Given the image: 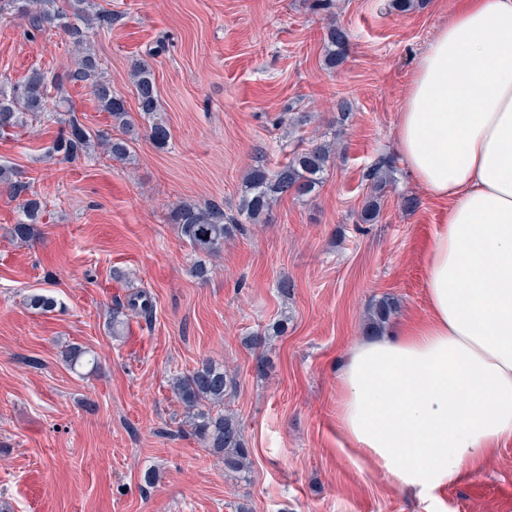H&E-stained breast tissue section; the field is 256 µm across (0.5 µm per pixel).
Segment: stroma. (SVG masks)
I'll return each instance as SVG.
<instances>
[{"label":"stroma","instance_id":"1","mask_svg":"<svg viewBox=\"0 0 512 512\" xmlns=\"http://www.w3.org/2000/svg\"><path fill=\"white\" fill-rule=\"evenodd\" d=\"M95 2L119 16L92 35L106 81L136 112L131 72L148 63L171 138L162 149L140 140L127 161L70 163L47 155L54 122L0 138V164L45 204L35 238L16 240L19 202L0 188V512H32L33 478L44 512H428V501L337 453L336 363L365 338L380 298L398 305L386 334L430 315L426 256L448 205L397 162L394 132L412 58L454 0L404 13L389 0H333L325 12L312 0ZM331 18L350 33L333 69ZM75 63L61 30L33 34L21 16H0V83ZM64 93L90 129L113 131L89 86ZM297 112L306 124L290 125ZM314 132L337 143L318 194L278 200L268 223L243 224L207 257L209 279L194 276L198 257L168 223L170 205L217 200L237 211L249 167L276 166L282 143ZM382 156L396 161L393 184L376 223L363 224L366 173ZM404 196L417 207L404 209ZM140 291L151 318L113 335V307ZM41 292L56 298L54 312L27 307ZM281 320L285 332L264 350L248 346ZM68 345L96 355L97 369L65 363ZM205 359L234 379L224 407L244 427L247 479L182 428L171 378ZM439 498L446 512H512V441Z\"/></svg>","mask_w":512,"mask_h":512}]
</instances>
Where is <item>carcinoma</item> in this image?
I'll use <instances>...</instances> for the list:
<instances>
[{
  "instance_id": "cac0c4a2",
  "label": "carcinoma",
  "mask_w": 512,
  "mask_h": 512,
  "mask_svg": "<svg viewBox=\"0 0 512 512\" xmlns=\"http://www.w3.org/2000/svg\"><path fill=\"white\" fill-rule=\"evenodd\" d=\"M20 13L29 18L32 29L42 32L50 27L63 31L71 43L76 66L66 74L48 75L41 68H33L24 80L9 88L0 84V135L25 127L28 121L52 114L61 124L50 153L62 162L76 159L92 161L102 153L116 161L127 160L138 138L135 122L128 111L124 97L110 89L103 79L101 63L91 41L90 31L110 29L118 16L101 9L94 0H0V15ZM350 34L346 28L331 24L326 30L327 61L335 67L343 62L349 46ZM137 93L138 112L147 120L144 135L157 148H164L170 140V129L162 115L151 68L138 62L132 70ZM90 85L101 109L109 113L112 122L122 129L123 136L114 138L105 131H91L76 115L68 99L51 94L66 83ZM335 143L320 137L308 140L307 146L291 153L287 162L273 170L262 164L248 169L244 192L237 214H228L224 207L210 203L200 207L190 201L173 204L168 220L178 225L181 237L197 252L213 255L224 247V238L241 224H262L274 203L284 197L307 198L316 194L323 184L324 174L335 157ZM393 160L381 158L367 172L372 184V195L360 213V222L370 224L380 212V200L393 183ZM0 184L14 198H23L22 217L11 228L14 238L29 242L35 237V225L40 223L44 208L41 200L27 196L30 185L16 179L15 171L0 165ZM28 305L41 312H51L56 299L45 293H34ZM395 312L388 298L379 301L369 315L367 334L378 335ZM148 317L152 306L147 294L142 293L127 304V308L112 310L111 329L126 323L130 315ZM175 397L184 406L186 423L192 434L224 463V470L245 476L251 467L250 450L246 446L244 428L237 417L224 410V398L233 387V379L222 366L210 361L201 362L193 371L176 375L171 381Z\"/></svg>"
}]
</instances>
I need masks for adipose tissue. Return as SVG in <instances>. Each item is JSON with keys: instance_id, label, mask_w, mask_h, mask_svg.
<instances>
[{"instance_id": "adipose-tissue-1", "label": "adipose tissue", "mask_w": 512, "mask_h": 512, "mask_svg": "<svg viewBox=\"0 0 512 512\" xmlns=\"http://www.w3.org/2000/svg\"><path fill=\"white\" fill-rule=\"evenodd\" d=\"M395 139L449 202L427 255L431 315L348 351L336 433L354 463L431 499L512 439V0H456L414 60Z\"/></svg>"}]
</instances>
